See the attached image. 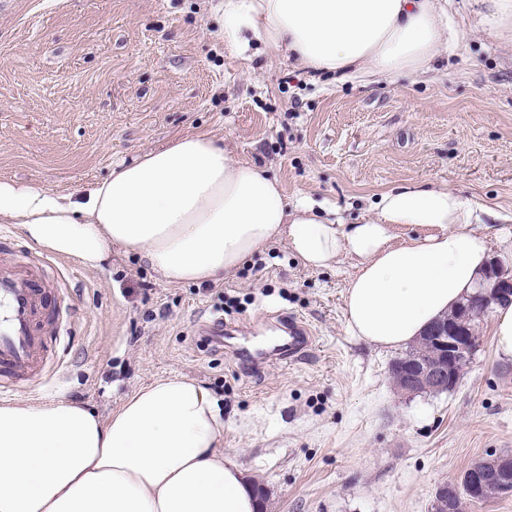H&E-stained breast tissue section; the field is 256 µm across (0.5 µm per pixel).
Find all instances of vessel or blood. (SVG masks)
Segmentation results:
<instances>
[{"label": "vessel or blood", "instance_id": "1", "mask_svg": "<svg viewBox=\"0 0 512 512\" xmlns=\"http://www.w3.org/2000/svg\"><path fill=\"white\" fill-rule=\"evenodd\" d=\"M47 290L33 269L0 259V392L38 374L44 351L41 311ZM289 342L282 359H302L312 344V332L302 321H287Z\"/></svg>", "mask_w": 512, "mask_h": 512}]
</instances>
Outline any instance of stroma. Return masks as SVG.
<instances>
[{"label":"stroma","mask_w":512,"mask_h":512,"mask_svg":"<svg viewBox=\"0 0 512 512\" xmlns=\"http://www.w3.org/2000/svg\"><path fill=\"white\" fill-rule=\"evenodd\" d=\"M216 2L0 0V182L74 194L206 136L269 170L289 202L310 198L346 223L421 181L487 208L489 234L512 232V51L475 32L466 0H449L433 72L342 83L255 48L233 55ZM0 229L6 257L47 258L57 291L46 373L0 404L64 399L104 415L157 378H195L219 399L224 450L267 512H431L439 484L512 454V361L496 352L493 317L456 388L403 397L397 352L347 327L349 259L312 270L276 240L212 290L164 284L119 250L91 268ZM219 317L262 342L294 317L315 339L301 361L271 356L244 373L232 343L201 341Z\"/></svg>","instance_id":"obj_1"}]
</instances>
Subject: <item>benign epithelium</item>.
<instances>
[{"label":"benign epithelium","mask_w":512,"mask_h":512,"mask_svg":"<svg viewBox=\"0 0 512 512\" xmlns=\"http://www.w3.org/2000/svg\"><path fill=\"white\" fill-rule=\"evenodd\" d=\"M486 287L495 291L505 300H512V276L506 275L498 264H491L485 277ZM428 335L433 337L436 348L424 357L414 358L405 364H394L392 370L402 376L403 394L419 393L423 390L443 392L456 386L460 375L472 360L471 336L448 335V319L435 323ZM492 467L505 473L500 481V495L512 497V460L495 454L486 461L473 465L464 475L463 483L470 493L477 494L486 481L488 470ZM455 482L450 481L437 487L434 493L432 512H452L450 497Z\"/></svg>","instance_id":"1"}]
</instances>
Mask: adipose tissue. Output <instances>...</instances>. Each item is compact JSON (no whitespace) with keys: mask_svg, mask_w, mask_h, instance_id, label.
I'll return each instance as SVG.
<instances>
[{"mask_svg":"<svg viewBox=\"0 0 512 512\" xmlns=\"http://www.w3.org/2000/svg\"><path fill=\"white\" fill-rule=\"evenodd\" d=\"M512 48V0H469ZM224 41L288 55L345 79L434 70L448 42V0H220ZM0 223L34 246L96 267L120 249L164 283L217 282L271 241L311 269L343 257L355 273L347 326L381 348L417 339L472 293L492 240L455 191L419 183L384 192L353 224L214 139L185 136L113 168L79 197L0 182ZM398 225L423 228L396 242ZM241 464L224 452L218 399L184 375L136 388L108 415L65 401L0 405V512H256Z\"/></svg>","mask_w":512,"mask_h":512,"instance_id":"1","label":"adipose tissue"}]
</instances>
